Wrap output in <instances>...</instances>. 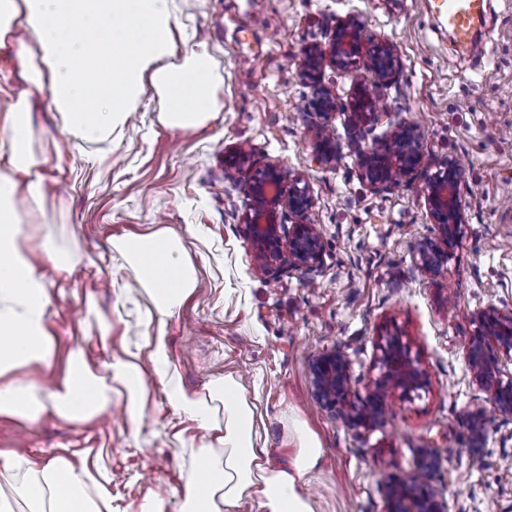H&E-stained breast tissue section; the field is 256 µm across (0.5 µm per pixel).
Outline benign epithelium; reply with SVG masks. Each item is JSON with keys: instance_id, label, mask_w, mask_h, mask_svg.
<instances>
[{"instance_id": "7a95c632", "label": "benign epithelium", "mask_w": 512, "mask_h": 512, "mask_svg": "<svg viewBox=\"0 0 512 512\" xmlns=\"http://www.w3.org/2000/svg\"><path fill=\"white\" fill-rule=\"evenodd\" d=\"M361 20L352 15L336 24L327 47L311 46L304 50V65L317 71L327 62L346 68L363 56ZM393 47L382 43L370 61L374 80L384 83L396 70ZM316 112L329 119L336 112V97L322 89L312 102ZM348 120L353 126L379 118L373 99L361 88L352 93ZM328 123L312 126L314 160L331 165L340 156L332 137L320 131ZM356 155L363 181L376 191H388L404 179L419 180L430 217L438 227L440 239L420 240L415 246L416 266L424 275H437L453 256L460 243L465 224L461 205L462 176L458 163L448 157L432 172L422 168L424 148L414 126L399 122L388 137L379 143L362 145L355 141ZM254 166L251 154L244 149L226 158L225 173H243ZM251 204L244 217L246 238L254 249L256 267L264 274L278 277L293 270L312 276L322 274L323 241L310 220L314 201L307 187L296 179L284 184L281 166L268 163L252 177ZM475 331L466 351L473 382L485 394V402L498 414L512 418V310L501 312L488 308L474 314ZM379 375L373 380L367 397L356 403L352 398L351 363L343 350L334 348L317 356L311 364L314 396L319 406L338 414L352 428L371 430L384 420L389 397H406L427 383L421 361L412 356L408 343L397 334L378 337ZM472 437L481 444L485 437V408L470 415ZM443 462L436 448L420 450L413 473L417 484L395 481L390 487L388 512H448L445 497L433 484Z\"/></svg>"}]
</instances>
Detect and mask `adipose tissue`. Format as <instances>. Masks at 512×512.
Returning <instances> with one entry per match:
<instances>
[{
    "instance_id": "obj_1",
    "label": "adipose tissue",
    "mask_w": 512,
    "mask_h": 512,
    "mask_svg": "<svg viewBox=\"0 0 512 512\" xmlns=\"http://www.w3.org/2000/svg\"><path fill=\"white\" fill-rule=\"evenodd\" d=\"M173 16L165 0H0V50L9 51L26 86L0 85L10 100L8 158L0 164V414L31 416L52 409L67 421L100 417L112 405V386L128 397L143 388L141 358H148L170 404L203 432L194 464L181 489L155 498L147 512H312L301 491L322 448L311 431L299 430V447L289 466L268 461L255 428V410L230 376L212 380L205 393L190 392L172 367L165 324L198 288L195 268L178 241L164 229L115 239L113 249L149 296L156 325L138 351L119 361L115 376L90 371L81 354H71L63 375H53L54 349L47 329L52 302L49 279L22 251L24 232L16 205L19 192L42 197L45 176L32 152L36 100L58 113L61 130L83 143L111 137L137 111L144 76H151L172 127L195 128L219 111L213 61L206 47L185 50L170 62ZM29 38H17L18 30ZM40 365L34 381L19 368ZM17 479L14 500L0 497V512H113L112 474L91 461L86 448L44 459L0 452V475Z\"/></svg>"
}]
</instances>
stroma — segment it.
I'll return each instance as SVG.
<instances>
[{"mask_svg": "<svg viewBox=\"0 0 512 512\" xmlns=\"http://www.w3.org/2000/svg\"><path fill=\"white\" fill-rule=\"evenodd\" d=\"M477 22V43L449 38L427 0H167L174 17L171 56L206 43L219 78L218 117L196 129L160 118L144 79L139 109L110 140L77 144L47 109L34 114L33 151L47 176L39 203L20 205L19 244L34 263L51 240L76 268L65 295H53L48 331L56 373L81 352L94 373L141 344L152 306L133 271L115 259L113 239L167 229L194 264L199 288L167 321L181 385L204 391L232 376L256 407L272 465L288 463L304 424L323 455L306 474L313 512H387L388 483L411 471L420 449L445 457L435 485L448 512H512V420L486 414L474 445L468 414L483 402L465 358L475 312L512 309V0H491ZM357 15L365 48L387 42L398 58L391 80L372 93L383 118L360 127L343 113L364 64L330 65L314 75L303 51L326 45L338 21ZM336 97L331 120L344 153L335 166L314 160L308 135L318 116L307 104L317 88ZM414 124L427 166L454 157L462 175L467 223L447 268L434 277L415 266L414 244L436 236L425 199L400 185L373 191L347 146L386 137L394 123ZM250 151L256 166L280 164L314 198L312 220L324 241L323 273L270 277L254 265L243 230L248 174L228 178L224 158ZM112 331V350L101 336ZM401 334L428 375L411 398L389 399L385 423L348 427L314 400L310 364L341 348L351 362L356 399L378 370L376 340ZM145 389L129 401L112 392L104 417L74 423L42 412L37 420L0 415V451L41 455L104 448L114 512H143L148 501L181 489L200 445L194 423L177 416L148 359Z\"/></svg>", "mask_w": 512, "mask_h": 512, "instance_id": "1", "label": "stroma"}]
</instances>
